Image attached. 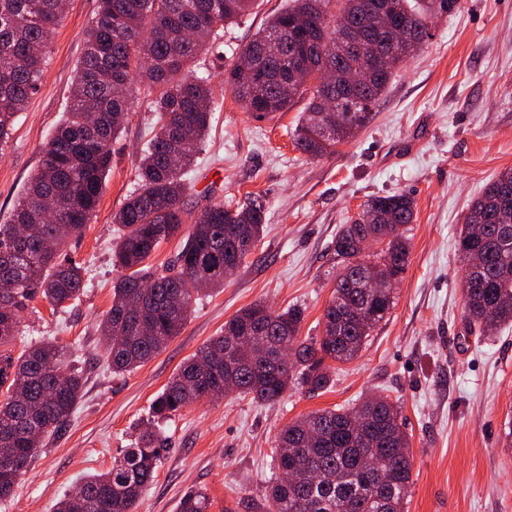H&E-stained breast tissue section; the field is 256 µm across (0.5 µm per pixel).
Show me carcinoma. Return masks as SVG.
<instances>
[{"label": "carcinoma", "instance_id": "cac0c4a2", "mask_svg": "<svg viewBox=\"0 0 512 512\" xmlns=\"http://www.w3.org/2000/svg\"><path fill=\"white\" fill-rule=\"evenodd\" d=\"M257 0H98L73 78L71 105L43 150L11 219L0 224V500L9 498L46 438L68 422L82 391V377L68 367L71 353L49 340L14 357L5 350L19 333L20 314L39 296L52 307L79 297L83 269L66 257V239L90 223L112 164V140L122 131L135 91L156 115L154 134L135 170L137 187L113 223L123 229L115 265L126 271L112 283V306L99 329L114 374L131 372L178 336L200 296L224 287L262 238V202H214L188 219L181 199L187 174L208 129L214 87L190 70L210 49L222 53L224 27L251 11ZM64 0H0V142L36 93ZM384 11L408 34L370 83L349 91L339 121L324 111L317 80L323 57L338 77L386 49L376 23ZM430 9L421 0H291L241 52L262 74L237 64L224 86L255 118L286 112L308 99L292 142L323 157L350 142L396 69L431 37ZM303 61L310 84L293 79ZM406 194L368 199L336 237L341 260L332 299L321 317L322 335L298 338L303 311L277 312L263 303L241 309L224 330L184 362L152 404L151 422L112 467L81 483L80 497L57 503V512H134L168 448L162 425L194 402L237 392L278 401L300 384L315 393L331 381L327 361L346 363L389 315L392 289L365 287L373 265L406 271L410 254L403 227L414 221ZM190 229L175 259L159 273L147 263L165 240ZM28 229L25 238L18 226ZM382 248L363 259V242ZM461 261L478 267L465 274L468 316L492 335L512 323V169L493 179L469 209L461 229ZM397 404L384 397L352 409L321 410L281 432L265 494L266 512H405L411 484L409 440ZM203 491L182 497L179 512H208Z\"/></svg>", "mask_w": 512, "mask_h": 512}]
</instances>
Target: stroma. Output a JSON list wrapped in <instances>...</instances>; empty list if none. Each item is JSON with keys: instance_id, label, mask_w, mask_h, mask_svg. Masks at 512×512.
I'll use <instances>...</instances> for the list:
<instances>
[{"instance_id": "35a3bbf8", "label": "stroma", "mask_w": 512, "mask_h": 512, "mask_svg": "<svg viewBox=\"0 0 512 512\" xmlns=\"http://www.w3.org/2000/svg\"><path fill=\"white\" fill-rule=\"evenodd\" d=\"M290 0H258L224 32L212 82L210 129L189 174L188 210L248 195L266 202V233L220 291L198 300L179 336L137 369L113 375L99 323L112 305L119 231L113 215L135 187L140 152L155 116L136 97L112 143L99 206L65 247L84 268L85 287L65 310L44 299L21 314L12 350L53 338L73 352L83 376L65 427L47 438L0 512H55L83 475L108 470L130 447L151 405L179 366L241 308L262 302L303 311L300 338L320 335L336 277V236L371 196L406 193L416 204L409 264L389 316L362 353L337 365L318 394L296 387L274 404L235 393L196 402L165 428L170 447L135 512H177L190 490H205L208 512H263L264 484L282 429L321 409L353 406L370 394L401 408L410 441L412 484L406 512H512V325L488 339L471 333L458 237L471 203L512 168V0H440L432 39L400 67L369 123L335 153L310 158L292 131L306 100L252 118L225 90L251 36ZM97 0H68L38 91L0 147V224L7 221L42 148L71 101V81Z\"/></svg>"}]
</instances>
